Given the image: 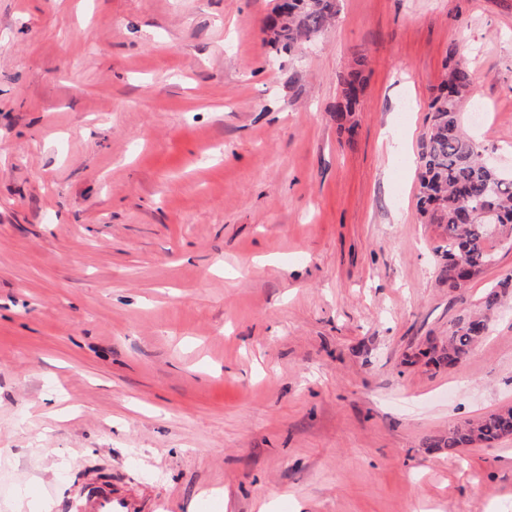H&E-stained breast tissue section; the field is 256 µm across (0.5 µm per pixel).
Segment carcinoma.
Here are the masks:
<instances>
[{"mask_svg": "<svg viewBox=\"0 0 512 512\" xmlns=\"http://www.w3.org/2000/svg\"><path fill=\"white\" fill-rule=\"evenodd\" d=\"M337 16L336 0H280L270 19L273 47L292 50L301 38L322 35ZM345 79L336 120L355 111L362 87L358 66ZM445 78L428 105L427 132L419 151V203L428 224H442L447 244L440 250V276L448 290L457 291L481 274L495 255L496 242L481 223L480 213L493 208L500 215L501 240L512 244V176L486 165L483 150L461 125V106L473 83V73L451 52L444 64ZM512 294V274L486 289L480 311L456 318L441 346L424 355L452 367L465 360L482 341L480 325L489 324L506 297ZM512 433V407L448 429L432 447L452 455L461 448L489 444Z\"/></svg>", "mask_w": 512, "mask_h": 512, "instance_id": "1", "label": "carcinoma"}]
</instances>
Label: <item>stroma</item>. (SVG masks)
<instances>
[{
	"label": "stroma",
	"instance_id": "1",
	"mask_svg": "<svg viewBox=\"0 0 512 512\" xmlns=\"http://www.w3.org/2000/svg\"><path fill=\"white\" fill-rule=\"evenodd\" d=\"M277 2L0 0V512L92 477L159 512H512V436L429 445L512 406V300L415 358L512 273L450 291L417 206L449 51L512 173V0H339L281 54ZM362 87L361 71L354 68L345 79L342 90V102L336 106V120L344 121L355 107ZM512 294V274L487 288L482 297L480 311L474 314H464L456 318L448 329V338L437 346L429 347L424 356L437 362L448 364V368L464 361L475 347L482 341L488 331L489 322L500 310L506 297ZM480 323L485 324L486 333L480 335ZM437 353V357L435 356Z\"/></svg>",
	"mask_w": 512,
	"mask_h": 512
}]
</instances>
